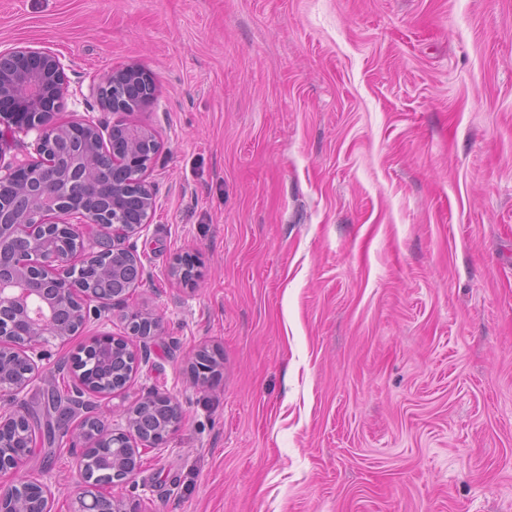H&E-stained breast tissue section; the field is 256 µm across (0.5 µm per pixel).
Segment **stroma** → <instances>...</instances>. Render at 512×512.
I'll use <instances>...</instances> for the list:
<instances>
[{"label":"stroma","mask_w":512,"mask_h":512,"mask_svg":"<svg viewBox=\"0 0 512 512\" xmlns=\"http://www.w3.org/2000/svg\"><path fill=\"white\" fill-rule=\"evenodd\" d=\"M72 88L156 77L157 208L124 304L50 343L19 402L97 336L140 361L97 399L182 418L106 493L137 512H512V0H0V50ZM195 257V286L171 274ZM160 328L129 333L127 312ZM220 361L204 385L201 351ZM76 411L25 469L69 512Z\"/></svg>","instance_id":"stroma-1"}]
</instances>
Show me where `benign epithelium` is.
Masks as SVG:
<instances>
[{"label": "benign epithelium", "instance_id": "benign-epithelium-1", "mask_svg": "<svg viewBox=\"0 0 512 512\" xmlns=\"http://www.w3.org/2000/svg\"><path fill=\"white\" fill-rule=\"evenodd\" d=\"M69 66L51 47L15 46L0 50V145L10 134L36 132L37 159L13 167H0V309H13L15 317L0 323V354L6 352L20 361L25 370L11 373L0 365V512H51V492L37 478L24 471L25 460L1 452L6 447L7 429L20 426L28 414L15 407L17 396L38 368L44 353L36 349L50 340L64 342L76 335L70 326L55 322L62 310L73 312V322L83 326L90 313L124 300L114 294L90 308L95 297L85 290L74 270L73 255L66 241L87 227L96 232L84 260L103 253H123L133 261L142 280L143 269L126 241L151 222L156 201L147 172L158 152L154 134L126 123L124 115L143 109L156 99L154 75L138 66L114 68L102 78L92 80L88 98L115 116L111 128L89 119L57 121L56 115L71 95ZM173 275L191 285L198 271L184 259H177ZM131 334L137 325L158 329V319L139 310L128 313ZM74 372L75 394L105 396L124 388L121 380L103 390L74 364V356L60 362ZM218 364L196 360L195 377L209 382ZM166 401L175 419H181L178 404L167 394L154 393L124 414L126 429L116 432L108 420L96 416L90 426L80 424V438L91 443H110L121 452L108 462L105 473L112 481L126 482L141 467L142 453L162 445L166 438L143 435L138 428L139 410ZM78 482L73 512H132L121 500L106 496L97 506L102 492L96 477L87 468L85 457L77 462Z\"/></svg>", "mask_w": 512, "mask_h": 512}]
</instances>
